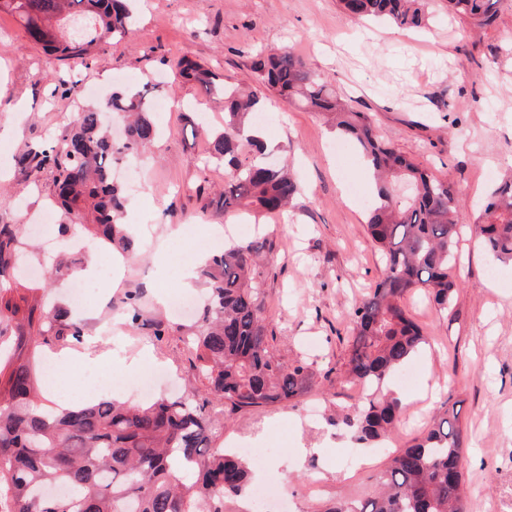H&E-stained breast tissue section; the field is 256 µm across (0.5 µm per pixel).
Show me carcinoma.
I'll return each instance as SVG.
<instances>
[{"mask_svg": "<svg viewBox=\"0 0 512 512\" xmlns=\"http://www.w3.org/2000/svg\"><path fill=\"white\" fill-rule=\"evenodd\" d=\"M132 2L0 0V12L15 16L49 56L71 61L95 45L123 39L134 22ZM339 2L353 17L418 28L428 22L431 0ZM446 2L448 12L484 27L494 22L500 0ZM69 20L87 21L81 35H59L60 23ZM254 72L258 83L286 101L327 115L374 173L367 232L383 253L385 273L348 314L344 366L368 393L354 413L334 421L368 444L383 437L404 409L383 391L387 379L428 345L408 313L407 297L421 293L446 315L459 289L454 267L464 225L457 194L382 140L369 115L353 110L289 47L259 56ZM176 77L209 93L219 88L224 96V128L210 134V157L229 171L212 199L216 209L285 211L299 192L296 181L286 166L257 161L262 145L244 134L261 112V99L217 82L214 72L186 55L176 62ZM154 91L148 82L112 91L103 104L74 114L61 146L23 158L33 172L56 170V200L66 218L61 231L78 221L108 244L120 234L123 189L112 182V167L154 142ZM106 112L127 117L122 141L112 140ZM403 183L411 194L400 193ZM474 230L496 259L512 263V177L490 189ZM270 250L266 238L256 237L224 248L200 271L209 297L192 345L209 393L233 412L286 406L313 388L305 361L275 353L274 333L263 318L253 282L260 276L257 260ZM23 256L19 226L0 224V292L10 290L5 280ZM14 329L11 344L0 348V512H224L227 497L251 493L252 467L234 452L210 447V420L181 397L143 405L112 397L57 413L40 408L34 356L48 336H63L59 313L33 304ZM465 452L460 410L453 406L390 458L378 492L326 512H468L458 470Z\"/></svg>", "mask_w": 512, "mask_h": 512, "instance_id": "1", "label": "carcinoma"}]
</instances>
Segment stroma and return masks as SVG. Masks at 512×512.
<instances>
[{"label": "stroma", "instance_id": "1", "mask_svg": "<svg viewBox=\"0 0 512 512\" xmlns=\"http://www.w3.org/2000/svg\"><path fill=\"white\" fill-rule=\"evenodd\" d=\"M137 22L118 43L92 48L87 63H49L11 14L0 13V224H21L39 241V214L51 206L54 169L32 173L21 164L45 142L61 143L72 77L104 92L145 81L179 111L156 116L161 135L139 157V182L126 190L128 261L121 287L91 278L95 293L75 304L71 275H38L19 268L11 297L27 312L26 289L41 306L64 311L82 333L51 340L40 354L111 350L113 366L141 348L158 359L167 383L159 396H186L213 420L215 446L252 441L278 463L268 475L284 482L276 512H325L336 501L369 496L390 457L412 444L449 402L461 408L470 436L463 473L471 489L468 512H512V263L487 255L476 237L461 244V286L448 315L423 295L406 307L431 343L412 356L405 375L392 376L404 402L398 428L363 446L336 429V417L360 401L342 371L348 314L385 272L365 230L371 180L357 154L336 160V139L324 119L259 89L254 62L262 51L288 46L321 79L367 113L379 134L414 162L450 182L461 201L459 221L471 224L491 184L512 173V0H501L495 21L477 27L433 0L423 30L360 21L338 0H137ZM247 90H260L267 136L280 142L270 162L287 163L301 185L287 214L242 209L227 216L211 201L227 174L207 159L203 131L224 122V101L191 83L172 81L180 56ZM271 242L269 264L257 280L276 348L288 361H307L315 388L288 406L233 413L210 398L188 344L207 286L195 280L197 306L174 310L158 291L179 293V266L197 244L222 251L246 230ZM169 252L161 263L157 252ZM138 298L130 309L128 295ZM371 464L344 466L353 452Z\"/></svg>", "mask_w": 512, "mask_h": 512}]
</instances>
